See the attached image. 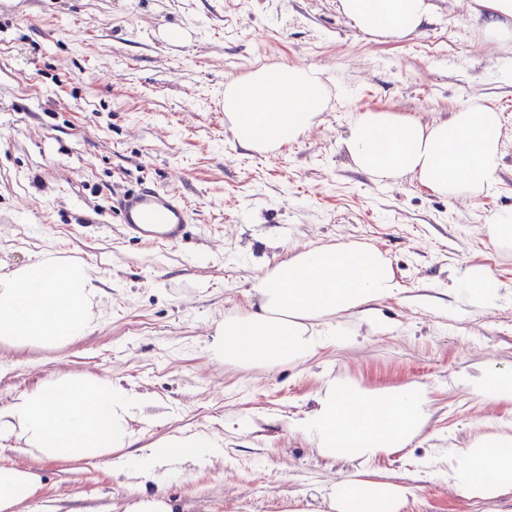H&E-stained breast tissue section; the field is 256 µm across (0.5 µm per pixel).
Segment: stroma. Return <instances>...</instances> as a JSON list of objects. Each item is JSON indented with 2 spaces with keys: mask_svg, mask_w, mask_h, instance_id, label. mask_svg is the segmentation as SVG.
<instances>
[{
  "mask_svg": "<svg viewBox=\"0 0 512 512\" xmlns=\"http://www.w3.org/2000/svg\"><path fill=\"white\" fill-rule=\"evenodd\" d=\"M419 34L378 42L339 0H7L0 8V272L35 256L91 265L106 282L96 327L52 349L0 348V406L56 374L111 377L146 395L139 446L180 432L224 438V456L158 469L148 490L181 512H321L325 486L363 470L409 488L403 512H512V490L466 499L448 455L477 433L512 427V404L481 402L458 373L512 367V301L462 311L446 290L467 264L512 291V251L486 217L512 207V43L482 35L474 0H432ZM182 31L172 42L168 31ZM271 65L312 67L330 90L298 141L242 150L218 107L224 85ZM479 98L505 126L497 190L448 202L418 181L377 183L344 141L360 111L422 123ZM147 183L178 193L188 237L156 246L124 234L112 208ZM362 243L391 262L401 291L380 303L386 330L339 320L350 341L304 363L250 367L211 358L225 315L246 310L255 279L293 251ZM431 400L406 448L363 466L319 455L293 423L330 379ZM33 512H116L131 489L120 458L41 463Z\"/></svg>",
  "mask_w": 512,
  "mask_h": 512,
  "instance_id": "stroma-1",
  "label": "stroma"
}]
</instances>
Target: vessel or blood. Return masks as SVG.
I'll return each instance as SVG.
<instances>
[{"mask_svg": "<svg viewBox=\"0 0 512 512\" xmlns=\"http://www.w3.org/2000/svg\"><path fill=\"white\" fill-rule=\"evenodd\" d=\"M112 207L126 234L149 244L178 243L190 222L188 206L180 195L152 185L123 194Z\"/></svg>", "mask_w": 512, "mask_h": 512, "instance_id": "obj_1", "label": "vessel or blood"}]
</instances>
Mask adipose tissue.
<instances>
[{
    "mask_svg": "<svg viewBox=\"0 0 512 512\" xmlns=\"http://www.w3.org/2000/svg\"><path fill=\"white\" fill-rule=\"evenodd\" d=\"M487 16L483 37L512 41V0H477ZM354 28L377 41L400 40L429 21L431 0H340ZM329 104L319 70L262 66L224 86V112L239 147L265 153L297 141ZM504 126L480 100L462 104L449 118L423 124L392 112L357 114L345 140L356 171L378 183L409 177L448 201L475 199L500 182ZM105 281L80 261L38 257L0 273V344L16 348L75 343L93 331L89 309L105 294ZM400 291L390 261L362 244L313 246L267 270L252 286L248 312L225 316L209 349L214 358L246 366L305 362L331 342L345 341L337 324L345 314L374 328L383 323L378 302ZM465 304L492 309L505 286L487 267L459 268L448 290ZM460 384L483 402L512 401V372L491 368ZM314 407L294 422L321 455L367 462L405 447L423 426L430 400L424 389L404 384L371 392L351 381H327ZM144 395L105 376L43 380L0 407V440L24 443L32 463L0 466V512H28L43 486L36 461H101L133 442L130 423ZM222 437L206 433L167 435L125 463L138 487L123 512H177L164 494L144 492L158 468L223 456ZM448 483L462 497L487 500L512 489V434L474 436L448 460ZM407 496L389 481L340 476L325 489L330 512H401Z\"/></svg>",
    "mask_w": 512,
    "mask_h": 512,
    "instance_id": "adipose-tissue-1",
    "label": "adipose tissue"
}]
</instances>
